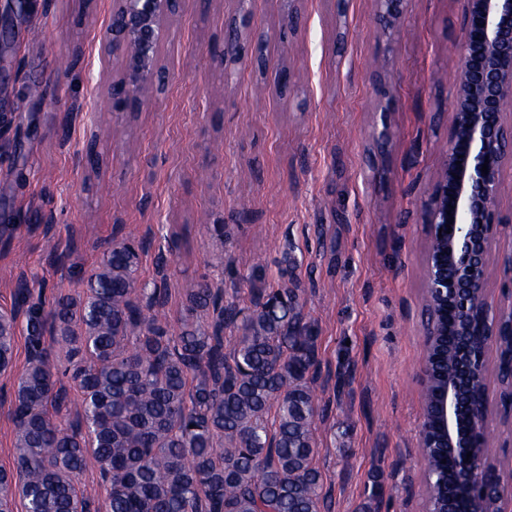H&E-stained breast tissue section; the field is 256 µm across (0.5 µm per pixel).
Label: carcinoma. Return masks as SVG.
I'll list each match as a JSON object with an SVG mask.
<instances>
[{"label": "carcinoma", "mask_w": 512, "mask_h": 512, "mask_svg": "<svg viewBox=\"0 0 512 512\" xmlns=\"http://www.w3.org/2000/svg\"><path fill=\"white\" fill-rule=\"evenodd\" d=\"M250 307L223 302L204 282L184 289L203 326L168 328L160 291L141 287L139 247H104L85 296L55 300L46 321L28 310L32 347L13 378L19 466L0 470V512H92L78 477L88 461L109 483L105 512H318L329 492L315 464L317 329L296 284L248 278ZM16 312L0 314V374L12 369ZM235 341L224 352V332ZM67 354L79 395L50 363ZM273 422H268L269 414ZM75 421L66 423L69 417Z\"/></svg>", "instance_id": "cac0c4a2"}]
</instances>
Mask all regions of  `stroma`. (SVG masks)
I'll list each match as a JSON object with an SVG mask.
<instances>
[{"label": "stroma", "mask_w": 512, "mask_h": 512, "mask_svg": "<svg viewBox=\"0 0 512 512\" xmlns=\"http://www.w3.org/2000/svg\"><path fill=\"white\" fill-rule=\"evenodd\" d=\"M111 6L0 0V311L17 308L22 278L42 283L47 310L82 296L112 239L143 242L141 285L163 284L174 328L188 281L246 308L253 268L271 288L290 272L318 329L328 512H426L423 209L448 145L464 0H410L391 30L377 0H179L159 93L136 112L104 108ZM231 24L248 66L211 58ZM284 67L300 76L285 88ZM496 208L499 267L512 163Z\"/></svg>", "instance_id": "35a3bbf8"}]
</instances>
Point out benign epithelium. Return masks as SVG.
Returning <instances> with one entry per match:
<instances>
[{"mask_svg":"<svg viewBox=\"0 0 512 512\" xmlns=\"http://www.w3.org/2000/svg\"><path fill=\"white\" fill-rule=\"evenodd\" d=\"M408 0H380L381 21L395 27ZM176 0H112V12L99 35L104 61L118 60L120 71L108 79L112 112H133L153 92L162 61L166 28ZM455 103L444 164L430 202L425 206L428 245L424 301L433 306L456 302L453 335L439 315L426 326L422 384L437 383L432 421L435 435L423 460L455 458L457 480L441 509L428 512H512V440L488 452L477 437L485 434L489 403L483 414L466 401L465 376L487 365L490 350L512 364V308L495 314L482 338L476 317L489 315L486 269L500 218L496 200L500 174L512 161V0H467L460 59L454 74ZM488 164V173L481 172ZM452 231H447V228ZM471 457H466L467 453Z\"/></svg>","mask_w":512,"mask_h":512,"instance_id":"obj_1","label":"benign epithelium"}]
</instances>
